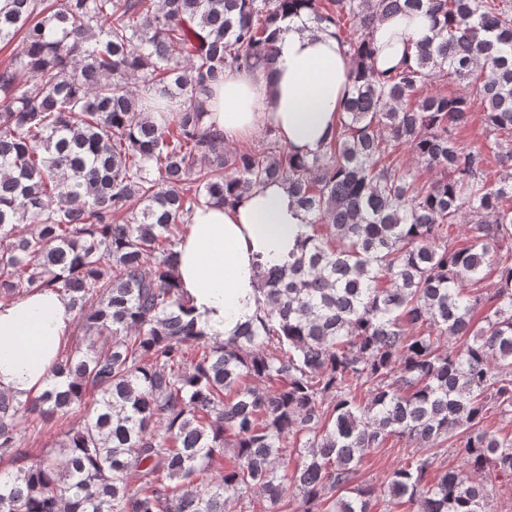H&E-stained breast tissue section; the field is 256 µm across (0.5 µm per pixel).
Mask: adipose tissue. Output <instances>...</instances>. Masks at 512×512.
Wrapping results in <instances>:
<instances>
[{"instance_id":"adipose-tissue-1","label":"adipose tissue","mask_w":512,"mask_h":512,"mask_svg":"<svg viewBox=\"0 0 512 512\" xmlns=\"http://www.w3.org/2000/svg\"><path fill=\"white\" fill-rule=\"evenodd\" d=\"M420 13L399 14L373 30L375 67L395 70L406 42L430 37ZM273 75L228 70L209 100L206 124L226 142L273 127L297 154L320 149L352 89V62L333 30L289 22L277 42ZM308 216L279 182L255 186L232 208L202 205L191 213L178 247L179 279L199 326L228 337L251 318L261 297L259 264L283 262L295 251ZM75 311L70 297L45 289L0 300V391L18 399L41 393L69 336Z\"/></svg>"}]
</instances>
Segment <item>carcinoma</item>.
I'll use <instances>...</instances> for the list:
<instances>
[{
  "instance_id": "cac0c4a2",
  "label": "carcinoma",
  "mask_w": 512,
  "mask_h": 512,
  "mask_svg": "<svg viewBox=\"0 0 512 512\" xmlns=\"http://www.w3.org/2000/svg\"><path fill=\"white\" fill-rule=\"evenodd\" d=\"M300 10L356 67L336 132L310 157L231 151L205 103L228 68L270 72ZM418 11L435 39L376 70V23ZM18 38L0 298L61 290L83 335L55 361L65 384L0 392V512H250L255 490L265 512L290 493L303 512H492L488 482L512 477V436L484 425L512 416V174L485 167L512 169V0H4L0 44ZM448 77L460 93L430 89ZM473 97L477 143L456 133ZM269 181L309 215L303 244L221 342L176 284L184 217ZM73 415L55 454L24 447L21 428ZM400 439H453L468 470L429 455L361 480Z\"/></svg>"
}]
</instances>
